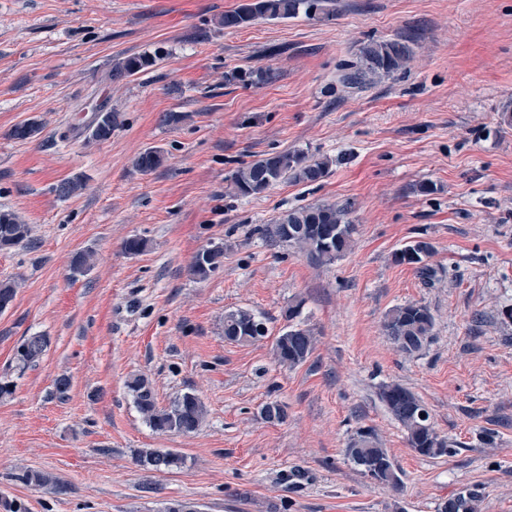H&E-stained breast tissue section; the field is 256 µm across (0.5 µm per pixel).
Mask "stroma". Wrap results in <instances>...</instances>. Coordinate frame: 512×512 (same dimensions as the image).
Returning a JSON list of instances; mask_svg holds the SVG:
<instances>
[{"label": "stroma", "mask_w": 512, "mask_h": 512, "mask_svg": "<svg viewBox=\"0 0 512 512\" xmlns=\"http://www.w3.org/2000/svg\"><path fill=\"white\" fill-rule=\"evenodd\" d=\"M241 0H0V209L31 228L0 251L16 295L0 311V512H438L463 490L480 512H512V0H338L334 20H218ZM368 39L408 43L404 70L347 89L338 65ZM160 51L147 71L109 84L113 60ZM273 81H255L261 71ZM237 80H227V73ZM118 114L106 141L89 127ZM180 112L184 121L162 117ZM27 120L41 132L11 137ZM164 153L143 173L132 161ZM330 156L312 184L285 179L238 197L231 174L263 154ZM86 187L62 199V180ZM433 184L432 193L420 192ZM351 200L349 251L320 264L259 234L283 211ZM146 240L132 255L124 243ZM428 241L425 284L395 253ZM220 244L208 278L189 267ZM93 266L72 275L75 253ZM312 329L303 364L280 365L274 341L288 306ZM430 308L433 338L399 352L389 310ZM245 309L268 334L224 338ZM49 345L17 368L22 340ZM145 376L158 406L198 395L194 434H159L126 386ZM70 380L66 393L55 381ZM397 383L421 398L447 454L419 455L379 399ZM282 404L284 422L261 407ZM370 430L393 458L400 489L345 457ZM146 449L184 463L153 471ZM49 474L55 485L23 481Z\"/></svg>", "instance_id": "obj_1"}]
</instances>
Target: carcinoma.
Masks as SVG:
<instances>
[{"label": "carcinoma", "instance_id": "obj_1", "mask_svg": "<svg viewBox=\"0 0 512 512\" xmlns=\"http://www.w3.org/2000/svg\"><path fill=\"white\" fill-rule=\"evenodd\" d=\"M304 14L309 19L330 20L336 16V0H245L238 8L227 11L218 24L226 29L241 28L257 19L287 20ZM411 50L398 41L363 42L358 46L355 59L339 65L340 80L350 89H360L389 77L405 67ZM160 60L157 53H143L125 57L112 64L105 79L120 82L154 66ZM116 114L107 111L98 114L90 127V137L106 140L112 136ZM40 125L29 120L16 126L12 136L26 140L35 137ZM163 161L157 149H148L134 160L141 172H152ZM333 160L327 156L310 157L303 152L285 151L268 153L237 168L230 176V188L238 196H251L265 192L282 179L312 183L327 176ZM84 187L81 177L66 179L55 187L61 198L70 197ZM354 204L349 201L320 203L291 208L277 219L259 228L262 236L272 244L296 246L313 260L330 264L342 257L351 247L356 231L351 215ZM30 227L20 222L11 211H0V249H10L30 238ZM432 247L425 241L406 245L395 254L398 263L415 268L424 281L435 276V270L427 263ZM224 248L214 246L196 254L191 264L192 274L205 279L222 263ZM388 339L402 352H420L431 340L434 316L423 304L408 303L389 311L383 323ZM267 334L264 320L245 310L224 315V338L237 343L254 342ZM48 347V339L42 335L29 336L16 349L15 359L25 368L36 363ZM274 348L280 363L290 367L303 363L314 349L313 332L298 324L290 325L275 338ZM140 413L149 427L158 433L190 435L202 425L206 408L195 394L185 393L169 406L160 408L155 401L149 383L142 377L127 382ZM380 398L389 413L405 432L409 447L427 457L448 453V442L439 437L430 413L421 400L407 388L396 384L382 387ZM268 422H281L286 418L284 407L270 401L261 408ZM348 460L363 472L375 470V481L385 487L401 483L397 468L386 449L378 446L372 433L360 431L346 448ZM139 462L154 470L171 469L183 463L182 457L172 451L145 450L139 454ZM440 512H478V497L471 491H461L443 502Z\"/></svg>", "mask_w": 512, "mask_h": 512}]
</instances>
